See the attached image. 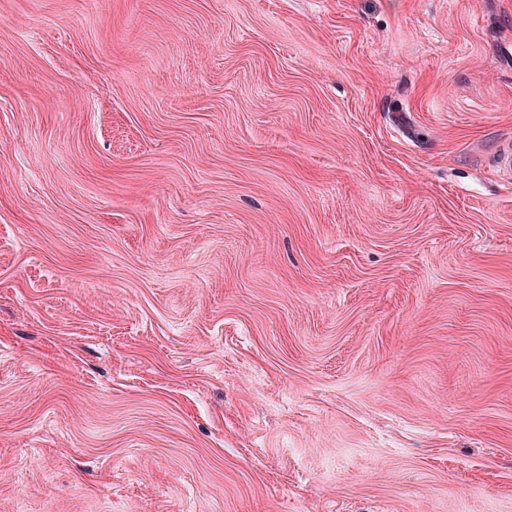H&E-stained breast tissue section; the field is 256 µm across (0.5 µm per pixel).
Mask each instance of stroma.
I'll list each match as a JSON object with an SVG mask.
<instances>
[{
    "label": "stroma",
    "instance_id": "35a3bbf8",
    "mask_svg": "<svg viewBox=\"0 0 512 512\" xmlns=\"http://www.w3.org/2000/svg\"><path fill=\"white\" fill-rule=\"evenodd\" d=\"M512 0H0V512H512Z\"/></svg>",
    "mask_w": 512,
    "mask_h": 512
}]
</instances>
